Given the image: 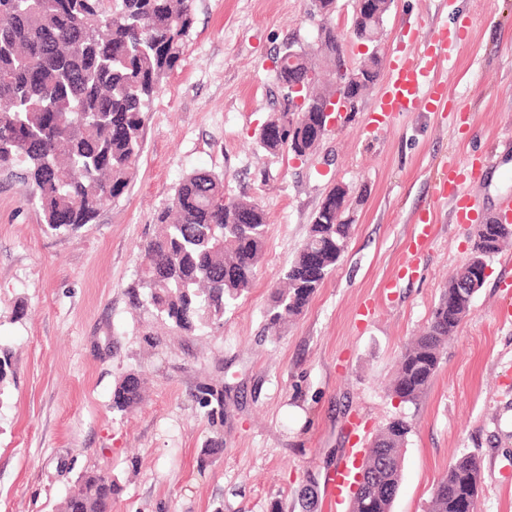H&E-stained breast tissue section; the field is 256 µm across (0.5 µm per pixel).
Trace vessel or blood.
I'll use <instances>...</instances> for the list:
<instances>
[{"label": "vessel or blood", "mask_w": 512, "mask_h": 512, "mask_svg": "<svg viewBox=\"0 0 512 512\" xmlns=\"http://www.w3.org/2000/svg\"><path fill=\"white\" fill-rule=\"evenodd\" d=\"M447 53L448 34L446 31L436 29L424 39L420 53L393 55L389 60L390 77L372 108L375 122L390 123L399 113L416 111L422 105L439 107L446 92L444 87L435 81L434 72L446 60ZM477 165V160L471 158H449L447 171L437 191L439 198L456 201V220L461 224L471 223L472 218L466 206L459 202V187L467 175L474 173ZM414 222L416 232L398 269L399 275L402 276L417 271L418 256L431 240L429 210H422L416 215Z\"/></svg>", "instance_id": "vessel-or-blood-1"}]
</instances>
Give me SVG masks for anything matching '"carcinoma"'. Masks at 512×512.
Instances as JSON below:
<instances>
[{
	"label": "carcinoma",
	"instance_id": "obj_1",
	"mask_svg": "<svg viewBox=\"0 0 512 512\" xmlns=\"http://www.w3.org/2000/svg\"><path fill=\"white\" fill-rule=\"evenodd\" d=\"M378 16L352 19L362 33L383 37L379 21L394 0H375ZM320 19L317 45L285 61L276 83L283 93L265 122L269 130L296 127L302 153L312 151L324 133L317 109L349 91L342 37L331 17L321 13L327 0H309ZM193 0H0V174L18 179L38 205L43 223L55 233L74 232L126 190L141 150V130L149 102L162 76L179 61L192 24ZM309 97L312 111L297 103ZM270 153L295 149L288 137L260 134ZM237 210L249 223L235 224ZM336 198L314 214L309 233L284 272L285 287L275 289L266 310L275 330L299 315L346 253L353 224ZM159 233L143 246L137 288L156 317L192 333L221 324L224 313L248 291L263 258L266 214L250 197L224 196V184L209 172L184 178L170 205L158 213ZM512 237V225L493 218L476 227L473 244L485 247L490 261ZM310 249L323 251L319 274L305 266ZM471 265L448 280L428 326L401 357L392 393L405 403L427 390L441 351L470 314L473 296L464 283ZM11 352L0 348V394L14 376ZM144 380L128 372L116 383L112 410L131 412L142 400ZM223 391L204 386L198 403L222 406ZM410 424L389 422L368 448L364 470L379 482L352 495V512H391L402 478V451ZM483 482L479 458L465 454L448 466L436 484L429 512H461L478 500ZM114 483L107 474H82L65 500L63 512L80 502L83 512H112Z\"/></svg>",
	"mask_w": 512,
	"mask_h": 512
}]
</instances>
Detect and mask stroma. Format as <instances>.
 Returning <instances> with one entry per match:
<instances>
[{
	"instance_id": "stroma-1",
	"label": "stroma",
	"mask_w": 512,
	"mask_h": 512,
	"mask_svg": "<svg viewBox=\"0 0 512 512\" xmlns=\"http://www.w3.org/2000/svg\"><path fill=\"white\" fill-rule=\"evenodd\" d=\"M308 0H194L177 67L144 114L142 149L124 194L73 233L47 230L18 183L0 178V345L15 376L0 393V512H58L78 476H111L112 512H337L327 483L355 440L396 418L412 432L392 512H427L449 464L476 454L477 512H512V246L445 347L425 393L387 385L427 325L448 277L470 257L473 227L436 190L449 157H482L462 189L477 222L512 198V0H394L381 60L414 52L430 31L458 35L439 73L445 108L370 119L369 90L317 148L271 154L258 133L278 95L273 57L314 43ZM207 171L226 196L267 216L254 282L222 324L181 336L131 297L143 244L180 180ZM350 189L349 249L303 313L267 331L272 290L328 190ZM433 240L392 294L423 209ZM146 378L142 404L113 412L125 373ZM224 390L221 426L195 397ZM222 445H215V438Z\"/></svg>"
}]
</instances>
